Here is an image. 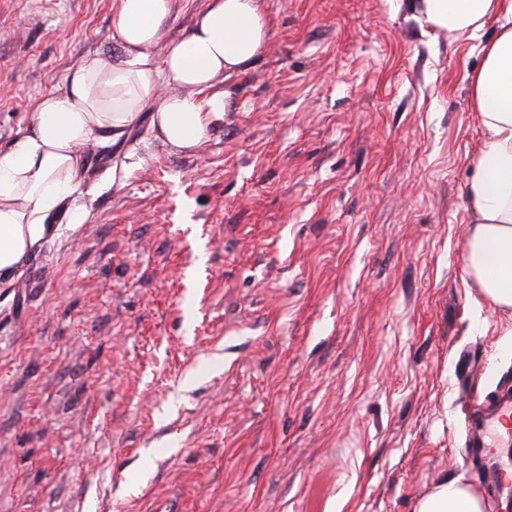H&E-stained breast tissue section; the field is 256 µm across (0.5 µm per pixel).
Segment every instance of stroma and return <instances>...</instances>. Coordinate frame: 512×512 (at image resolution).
<instances>
[{
  "mask_svg": "<svg viewBox=\"0 0 512 512\" xmlns=\"http://www.w3.org/2000/svg\"><path fill=\"white\" fill-rule=\"evenodd\" d=\"M116 0H0V149ZM199 151L86 148L84 223L0 284V512H412L512 390V308L466 269L498 31L415 0H265Z\"/></svg>",
  "mask_w": 512,
  "mask_h": 512,
  "instance_id": "stroma-1",
  "label": "stroma"
}]
</instances>
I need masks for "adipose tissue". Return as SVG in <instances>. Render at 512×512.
Masks as SVG:
<instances>
[{"instance_id": "ef3b65f1", "label": "adipose tissue", "mask_w": 512, "mask_h": 512, "mask_svg": "<svg viewBox=\"0 0 512 512\" xmlns=\"http://www.w3.org/2000/svg\"><path fill=\"white\" fill-rule=\"evenodd\" d=\"M175 0H117L112 14V60L91 54L71 67L67 89L36 100L30 132L0 150V279L13 278L53 232L49 216L73 206L86 172V147L114 141L152 109L157 139L175 152L198 151L212 126L223 122L224 95L215 80L246 70L267 39L264 0H206L186 36L166 41ZM436 29L458 36L490 20L499 30L482 48L471 78L483 140L466 186L473 216L466 252L468 272L483 293L512 307V0H418ZM165 44L162 60L152 50ZM414 512H484L482 497L457 479L433 485Z\"/></svg>"}]
</instances>
